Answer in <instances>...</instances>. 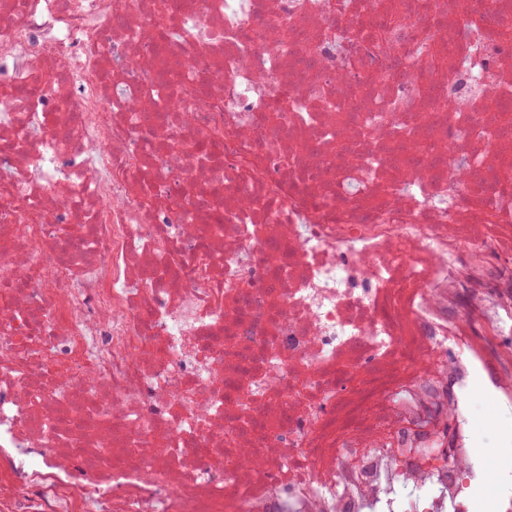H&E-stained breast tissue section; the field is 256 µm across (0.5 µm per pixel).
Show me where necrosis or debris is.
Returning <instances> with one entry per match:
<instances>
[{
	"label": "necrosis or debris",
	"instance_id": "4bbe7bcc",
	"mask_svg": "<svg viewBox=\"0 0 512 512\" xmlns=\"http://www.w3.org/2000/svg\"><path fill=\"white\" fill-rule=\"evenodd\" d=\"M347 2L0 0V512H463L485 481L512 0Z\"/></svg>",
	"mask_w": 512,
	"mask_h": 512
}]
</instances>
